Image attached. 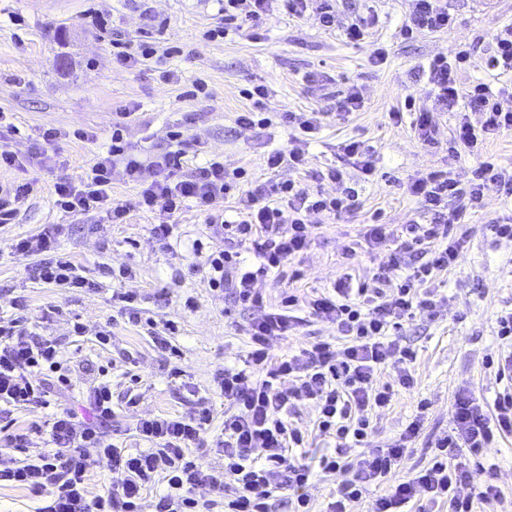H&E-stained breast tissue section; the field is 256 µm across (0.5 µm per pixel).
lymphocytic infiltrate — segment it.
Here are the masks:
<instances>
[{
	"label": "lymphocytic infiltrate",
	"instance_id": "lymphocytic-infiltrate-1",
	"mask_svg": "<svg viewBox=\"0 0 512 512\" xmlns=\"http://www.w3.org/2000/svg\"><path fill=\"white\" fill-rule=\"evenodd\" d=\"M221 35L247 33L258 39L257 28L265 17L282 12L293 17L313 13L319 28L343 29L349 41L365 37L376 17L341 24L336 0H224ZM450 24L447 0H410L403 34L418 31L444 32ZM427 82L439 110L459 107L460 113L448 141L449 157L459 147L475 148L505 131H512V86L495 87L478 81L462 88L457 61L440 56L428 65ZM251 110L238 113L236 123L244 129L279 120L289 131L288 147L267 156L271 170L297 171L306 163V151L321 127L315 112L266 114L269 89H253ZM482 116L472 125L469 113ZM132 110L118 113L112 123V139L79 183H57L55 201L72 214H106L112 223H126L131 208L156 213L153 227L157 241L173 232L169 219L193 203L207 223L220 224L224 246L207 258V281L211 290H231L243 307L260 310L245 328L249 348L242 364L216 371L213 383L224 397V427L215 441L224 453L222 470L215 471L190 457L194 448L204 447L213 415L207 404H199L187 417L152 416L133 421L141 448L128 450L112 445L103 428L112 420V390L102 381L89 388L86 400L92 419L65 409L47 424L51 445L37 460L19 463L0 459V487H19L38 502L36 512H143L148 490L163 484L156 495L153 512H269L274 493L287 491L291 512H312L308 488L313 472L309 464L292 457L293 449L304 447L307 432L292 420L299 407H311L314 426L334 442L332 453L322 456L323 474L336 476V493L328 512H356L368 504V512H405L409 504L426 499L444 504L449 512H474L475 502L499 501L495 484L497 469L485 465L483 455L498 440L512 435V312L497 320L496 335L508 348L507 354L488 356L504 388L485 409L474 392L459 391L454 402L453 426L434 441L433 456L412 477L394 481L408 445L420 434L423 413L430 408L420 400L418 415L400 435L384 445L371 446L376 432L373 414L390 406L395 388L415 384L414 348L401 344L398 334L403 321L422 317L434 319L444 302L428 287L435 274L457 266L470 233L463 224L469 209L481 204L487 193L512 200V167L485 157L470 171L467 180L452 172L432 170L411 182L407 191L417 199L420 214L409 220L405 232L394 236L387 225H368L363 248L375 250L388 241L396 247L387 266L370 279L354 280L344 275L333 290L311 298V315L335 325L338 341L320 340L277 357L273 340L287 337L300 319L292 315L299 299L284 296L275 309L266 308L257 282L305 252L311 244L307 218L322 214L334 219L350 215L358 207V192L348 186L346 172L338 167L317 171L318 181L335 184V194L312 193L293 179L270 185L241 187L240 172L228 171L223 162L185 168L191 147L181 132L173 131L172 149L139 158L123 138ZM123 163L129 182L138 184L136 204L116 201L111 192L112 167ZM236 195L233 218H226L224 201ZM13 252L38 256V278L62 288H86L89 280L68 254L59 252L56 237L47 231L15 239ZM409 272L400 281L391 275L401 265ZM392 383L378 385L382 374ZM54 375L60 386L72 379L63 367L53 341L28 337L20 320L0 325V405L10 409L45 406L44 376ZM98 456L123 473L122 482L103 494L89 496V459ZM217 490L218 499L200 501V487ZM380 495H373V488Z\"/></svg>",
	"mask_w": 512,
	"mask_h": 512
}]
</instances>
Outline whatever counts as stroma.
<instances>
[{
    "mask_svg": "<svg viewBox=\"0 0 512 512\" xmlns=\"http://www.w3.org/2000/svg\"><path fill=\"white\" fill-rule=\"evenodd\" d=\"M337 10L346 22L374 13L379 22L353 44L342 33L318 28L312 18L276 13L263 22L260 41L234 33L212 41L205 33L222 23L217 0H0V145L27 162L20 169L0 168V185L35 183L13 223L0 229V320L27 317L28 333L53 340L73 378L72 386L50 387L49 407L0 414V427L24 431L65 408L88 414L86 390L102 379L112 385L115 412L106 433L118 447H139L131 431L133 418L187 416L203 399L213 409L211 434H220L224 426V398L214 389L212 376L238 364L248 341L243 328L254 313L207 285L205 261L222 245L215 227L188 206L174 217L173 233L163 244L151 233L157 222L153 213L135 209L126 223L114 224L102 213L77 216L55 205L56 184L64 178L79 181L106 152L114 113L135 107L124 132L134 150H168V133L179 131L194 141L196 164L214 158L230 170L245 168L261 181L295 178L312 192L335 193L334 184L317 182L313 174L344 166L340 143L354 138L374 147L377 173L364 184L360 207L348 222L311 215L309 249L283 273L258 282L274 303L292 293L328 291L343 271L345 246L363 225L378 220L398 228L415 217L418 203L405 191L408 182L447 167L466 179L475 156L463 148L452 158L445 149L455 113H440L436 149L421 145L412 115L394 126L387 114L409 97L417 106L431 107L430 86L420 70L437 55L469 50L462 86L478 80L511 83L512 75L489 72L486 60L495 30L512 23V0H448V32H418L409 39L400 34L406 0H339ZM141 40L151 42L157 56L133 68L113 63L119 44ZM380 46L387 57L376 64L372 55ZM61 54L68 60L63 71L56 64ZM166 71L171 74L167 81L162 78ZM314 71L327 80L323 90L306 85V75ZM261 83L270 89L272 108L323 115L319 139L297 173L265 166L271 150L287 147V128L276 123L244 130L234 122L237 112L250 106L245 90ZM353 84L363 90L364 107L336 119L334 103ZM47 128L57 129L58 139L30 159ZM510 221L512 205L496 194L486 195L468 216L471 240L457 267L439 275L448 296L439 319H415L403 326L402 341L418 351L416 385L376 414L374 444L398 436L419 400L430 399L433 407L399 477L428 463L432 440L451 426L459 388L487 399L498 390L483 359L497 350V318L512 310V241L491 242L483 227ZM53 224L59 227L60 250L95 282V289L44 284L34 273L37 257L12 251L14 239ZM116 288L137 295L140 324L129 323L113 304ZM18 297L25 300L26 310L15 309ZM189 297L195 310L184 307ZM77 322L83 335L72 331ZM101 331L112 336L103 349L95 344ZM157 334L167 338L170 350L156 346ZM176 367L183 377L172 378ZM487 460L498 466L501 499L476 510L512 512V436L499 439Z\"/></svg>",
    "mask_w": 512,
    "mask_h": 512,
    "instance_id": "obj_1",
    "label": "stroma"
}]
</instances>
